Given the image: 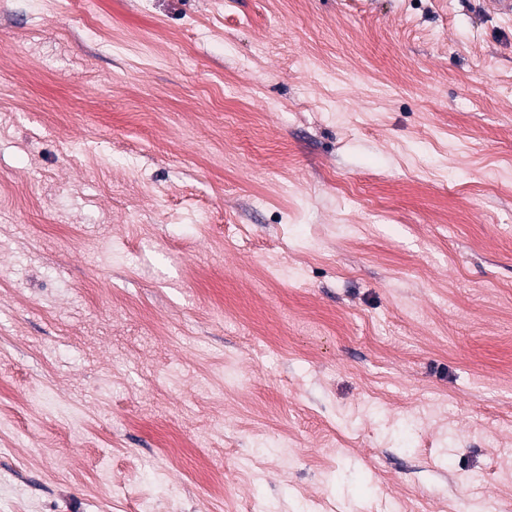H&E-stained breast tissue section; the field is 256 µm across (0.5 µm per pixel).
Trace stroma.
<instances>
[{"mask_svg": "<svg viewBox=\"0 0 512 512\" xmlns=\"http://www.w3.org/2000/svg\"><path fill=\"white\" fill-rule=\"evenodd\" d=\"M512 512V20L0 0V512Z\"/></svg>", "mask_w": 512, "mask_h": 512, "instance_id": "stroma-1", "label": "stroma"}]
</instances>
